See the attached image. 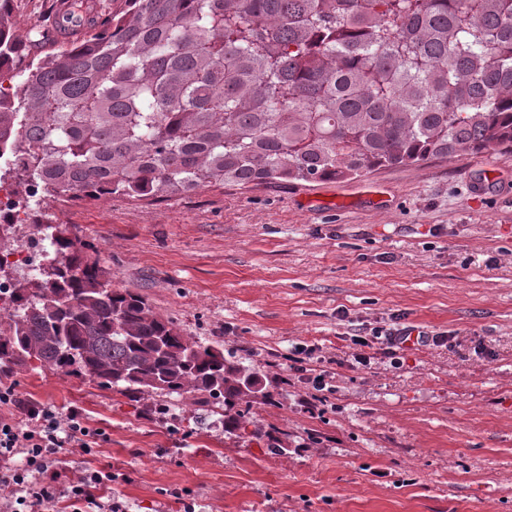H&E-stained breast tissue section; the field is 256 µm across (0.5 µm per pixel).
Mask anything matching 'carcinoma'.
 Here are the masks:
<instances>
[{"mask_svg":"<svg viewBox=\"0 0 512 512\" xmlns=\"http://www.w3.org/2000/svg\"><path fill=\"white\" fill-rule=\"evenodd\" d=\"M0 0V153L26 194L153 201L512 153V0H125L83 37H22ZM0 307V378L39 363L124 396L207 393L232 424L260 372L115 290L67 224ZM246 408H239L240 404Z\"/></svg>","mask_w":512,"mask_h":512,"instance_id":"1","label":"carcinoma"}]
</instances>
